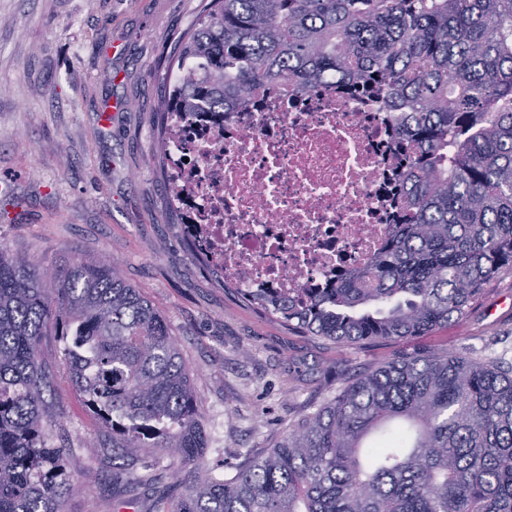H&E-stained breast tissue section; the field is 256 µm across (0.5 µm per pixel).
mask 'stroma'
<instances>
[{
    "mask_svg": "<svg viewBox=\"0 0 512 512\" xmlns=\"http://www.w3.org/2000/svg\"><path fill=\"white\" fill-rule=\"evenodd\" d=\"M206 0H0V242L54 268L105 256L167 319L192 376L206 444L199 457L161 449L112 452V432L84 407L65 369L63 341L45 337L49 442L65 447L77 483L67 512H152L177 501L198 461L220 478L246 452L281 442L306 404L321 401L337 371L396 352L376 343L343 351L260 316L191 250L162 174L157 123L183 36ZM424 346H470L512 362V273L488 283L461 322ZM152 466L154 484L129 491L112 476L129 461Z\"/></svg>",
    "mask_w": 512,
    "mask_h": 512,
    "instance_id": "35a3bbf8",
    "label": "stroma"
}]
</instances>
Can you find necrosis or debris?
<instances>
[{"instance_id": "1", "label": "necrosis or debris", "mask_w": 512, "mask_h": 512, "mask_svg": "<svg viewBox=\"0 0 512 512\" xmlns=\"http://www.w3.org/2000/svg\"><path fill=\"white\" fill-rule=\"evenodd\" d=\"M393 125L335 79L267 85L257 109L171 113L169 196L226 285L296 297L367 262L396 223Z\"/></svg>"}]
</instances>
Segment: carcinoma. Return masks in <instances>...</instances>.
Returning a JSON list of instances; mask_svg holds the SVG:
<instances>
[{"label":"carcinoma","mask_w":512,"mask_h":512,"mask_svg":"<svg viewBox=\"0 0 512 512\" xmlns=\"http://www.w3.org/2000/svg\"><path fill=\"white\" fill-rule=\"evenodd\" d=\"M170 112H230L266 83L334 75L395 113L400 219L365 264L298 299L246 300L305 336L409 343L512 272V0H210L185 37ZM112 447H203L163 315L101 257L49 272L0 244V512H66L44 439L41 337ZM153 483L151 467L120 473ZM174 512H512V364L426 347L340 377L283 441L228 479L203 470Z\"/></svg>","instance_id":"cac0c4a2"}]
</instances>
